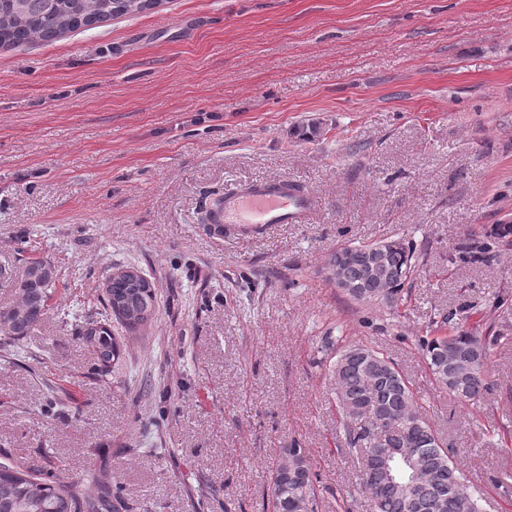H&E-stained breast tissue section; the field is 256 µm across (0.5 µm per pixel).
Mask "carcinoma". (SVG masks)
<instances>
[{
  "mask_svg": "<svg viewBox=\"0 0 512 512\" xmlns=\"http://www.w3.org/2000/svg\"><path fill=\"white\" fill-rule=\"evenodd\" d=\"M149 9L143 0H29L20 12L15 0H0V45L19 46L37 36L44 41L112 18ZM512 237V224H499L485 238H471L461 258L488 262L494 241ZM329 266L347 284L344 292L359 302L397 306L406 281L415 271L412 247L401 240L369 244L344 243L329 257ZM56 271L40 260L29 262L15 283L23 309L0 307V343L18 344L47 314ZM104 302L128 332L145 326L154 314L155 295L143 275L123 274L104 285ZM454 313L423 336L420 346L436 382L462 405L478 401L487 390L490 344L461 328L445 330ZM102 370L112 368L117 346L112 330L89 323L82 333ZM335 408L343 443L373 449L361 471L363 488L374 512H481L479 495L468 484L458 462L418 402L412 384L389 356L366 345H353L336 355ZM288 477L274 481L272 512H316L315 481L306 451L294 440L282 450ZM123 503L121 487L103 486L91 498L78 484H65L62 469L0 457V512H116Z\"/></svg>",
  "mask_w": 512,
  "mask_h": 512,
  "instance_id": "obj_1",
  "label": "carcinoma"
}]
</instances>
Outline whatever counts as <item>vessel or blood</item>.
Masks as SVG:
<instances>
[{
  "label": "vessel or blood",
  "instance_id": "b4317fda",
  "mask_svg": "<svg viewBox=\"0 0 512 512\" xmlns=\"http://www.w3.org/2000/svg\"><path fill=\"white\" fill-rule=\"evenodd\" d=\"M313 198L287 182L257 181L225 192L210 223L216 235L250 237L275 224H292L306 216Z\"/></svg>",
  "mask_w": 512,
  "mask_h": 512
}]
</instances>
